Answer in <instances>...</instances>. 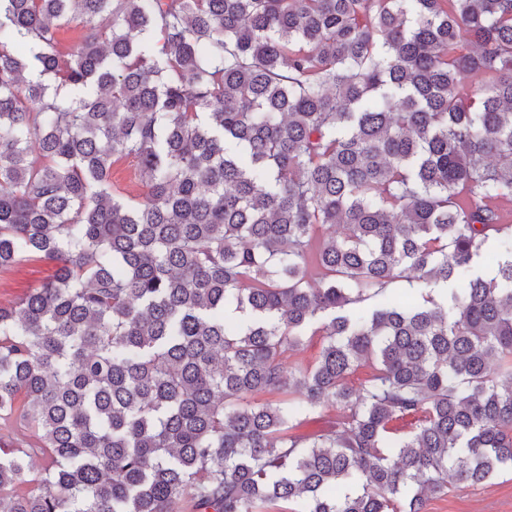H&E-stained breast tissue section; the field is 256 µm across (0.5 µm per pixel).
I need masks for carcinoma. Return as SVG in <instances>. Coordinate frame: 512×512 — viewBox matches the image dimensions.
Masks as SVG:
<instances>
[{"instance_id":"1","label":"carcinoma","mask_w":512,"mask_h":512,"mask_svg":"<svg viewBox=\"0 0 512 512\" xmlns=\"http://www.w3.org/2000/svg\"><path fill=\"white\" fill-rule=\"evenodd\" d=\"M34 255L54 277L0 303V512H422L492 484L512 0H0V271ZM112 182L126 187L133 195L140 194L145 189L137 161L134 158L123 159L112 167Z\"/></svg>"}]
</instances>
